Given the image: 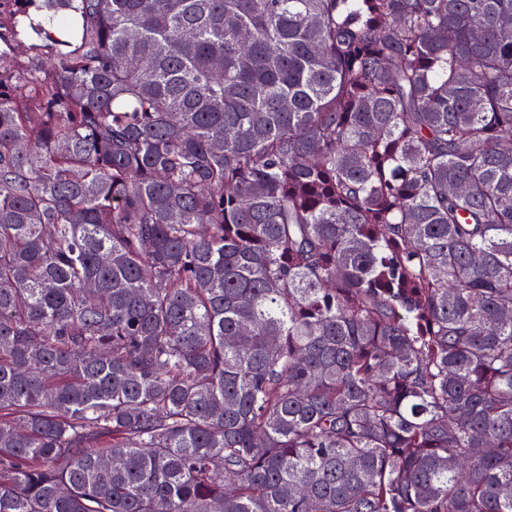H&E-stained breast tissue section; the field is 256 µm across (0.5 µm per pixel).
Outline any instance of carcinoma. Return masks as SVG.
Masks as SVG:
<instances>
[{"instance_id": "obj_1", "label": "carcinoma", "mask_w": 512, "mask_h": 512, "mask_svg": "<svg viewBox=\"0 0 512 512\" xmlns=\"http://www.w3.org/2000/svg\"><path fill=\"white\" fill-rule=\"evenodd\" d=\"M0 512H512V0H0Z\"/></svg>"}]
</instances>
